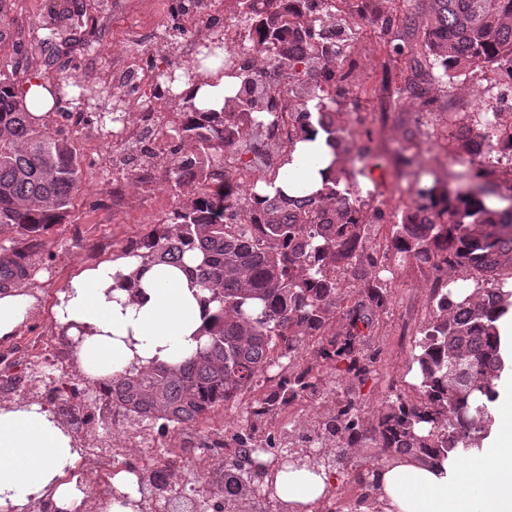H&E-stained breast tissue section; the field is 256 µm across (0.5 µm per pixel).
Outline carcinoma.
Returning a JSON list of instances; mask_svg holds the SVG:
<instances>
[{"label":"carcinoma","instance_id":"cac0c4a2","mask_svg":"<svg viewBox=\"0 0 512 512\" xmlns=\"http://www.w3.org/2000/svg\"><path fill=\"white\" fill-rule=\"evenodd\" d=\"M326 0H236L237 31L221 37L208 27L197 35L194 69L170 68L155 83L156 100L182 101L168 121L156 109L140 114L142 131L124 147L119 160L128 184L148 181L157 154L155 134L165 145V168L178 204L132 245L129 253L181 266L197 250L200 285L220 305L221 316L207 331L204 346L177 366L133 368L93 385L99 415L116 417L128 430L121 437L158 429L172 432L171 443L144 462H130L139 493L175 495L190 502L200 489L210 493L200 512H270V491L262 483L259 455L277 452L283 465L310 452L306 460L330 471L346 470L364 486L363 501L376 504L372 468L354 469L353 450L371 448L376 456L410 453L421 457L462 456L482 448L494 423L498 381L506 369L497 322L512 312V178L484 182L493 169L466 160L474 148L489 155H512V136L495 135L484 112L473 113L455 137L459 170L452 181L400 155L399 176L413 180L419 203L393 224L391 246L403 261L440 274L431 293L432 312L415 340L411 365L416 396L387 400L376 422L366 425L356 401L357 388L372 374L373 358L361 355L372 335L376 312L386 306L388 281L370 276L363 242L383 219L363 196L358 177L376 166L377 156L357 144L347 113L339 109L353 93L346 66L353 36L349 21L324 5ZM204 0H180L179 15L196 25ZM403 28L423 26L428 66L448 73L476 69L512 72V0H427V17L413 13ZM82 27V14L49 11L43 35L13 58L11 73L0 70V225L11 224L27 244L0 258V288L27 276L38 238L62 223L83 189L79 148L62 135L61 121L84 112L70 105L37 122L18 96L16 76L38 72L35 59L58 63L56 96L70 90L85 101L112 102L100 113V127L116 130L130 123L129 96L139 88L125 74L94 86L82 83L62 60V47ZM240 41L249 60L238 69L224 65L226 41ZM264 65L255 67V60ZM217 70L233 84L220 112L198 108L176 89L202 84ZM288 124H283V110ZM321 130L337 151L360 167L339 169L314 194L278 193L257 202V181L235 183L238 172L263 168L273 179L288 151L307 130ZM465 271L462 283L441 275ZM348 274L356 291L347 294L338 276ZM342 329L332 330L335 317ZM307 364L294 369L300 352ZM30 380L44 384L48 400L74 416L71 401L82 404L85 389L29 363ZM347 385L349 398L288 440H260L262 423L284 412L297 398L317 399L330 385ZM245 416L229 438L205 433L198 425L219 409L255 390ZM224 455V464L193 478H177L192 450Z\"/></svg>","mask_w":512,"mask_h":512}]
</instances>
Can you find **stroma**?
Instances as JSON below:
<instances>
[{
  "label": "stroma",
  "instance_id": "35a3bbf8",
  "mask_svg": "<svg viewBox=\"0 0 512 512\" xmlns=\"http://www.w3.org/2000/svg\"><path fill=\"white\" fill-rule=\"evenodd\" d=\"M75 0H11L0 20L12 37L0 44V60H10L17 45L28 44L37 34L36 23L48 7L63 10ZM85 21L95 38L90 45L77 42L67 46L70 67L87 81L110 79L115 62L131 54L142 65L162 70L171 64L190 66L195 49L189 40L173 37L166 46L156 47L154 35L171 20L170 6L157 0H87ZM424 0H368L370 18L362 22L352 44L351 83L353 92L343 101L353 127L369 131L371 150L381 165L368 180L374 203L386 214L413 206L416 194L396 177L398 153L409 149L439 175L455 172L452 152L446 151L444 137L468 119L474 110L476 87H485L501 111L512 110V81L497 74L467 73L444 79L439 69H423L432 93L430 100L402 94L411 77L414 54L420 53L422 30L405 31L400 23L404 13L425 11ZM393 16L394 25L382 29L374 15ZM403 52H394V45ZM73 139L83 155L84 189L63 223L54 225L41 237V245L30 255L28 276L21 288L36 294L39 306L25 328L12 342L0 344V380L21 375L27 363L35 361L43 345H51L58 375L81 380L73 347L63 344L51 317L56 291L80 269L111 259L134 244L175 207L164 166H156L148 184H125L115 160L123 150L112 147L95 123L82 119ZM391 227L374 225L365 251L384 265V279L391 285L389 302L375 316L374 335L367 348L374 355L373 373L359 389L366 422H374L379 410L393 394L412 396L417 377L409 368L412 346L430 313V296L435 274L429 269L403 262L391 248ZM335 398L303 400L289 406L263 433L275 436L297 433L310 427L318 415L334 410Z\"/></svg>",
  "mask_w": 512,
  "mask_h": 512
}]
</instances>
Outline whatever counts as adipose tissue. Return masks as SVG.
Here are the masks:
<instances>
[{
	"label": "adipose tissue",
	"mask_w": 512,
	"mask_h": 512,
	"mask_svg": "<svg viewBox=\"0 0 512 512\" xmlns=\"http://www.w3.org/2000/svg\"><path fill=\"white\" fill-rule=\"evenodd\" d=\"M333 159L323 135L298 140L290 160L261 193H313L331 179ZM188 252L184 266L148 262L133 254L81 269L56 295L53 320L74 340L80 369L95 383L130 366L178 365L205 342L218 312L192 273L200 262ZM38 299L20 289L0 291V341L16 336ZM71 432L49 407L25 400L0 404V512H24L47 498L55 512H84L85 487L67 477L81 457ZM479 472L449 468L444 459L393 457L370 475L381 512H469L481 497L487 512H512V419L502 418ZM264 485L282 512H316L332 497L327 469L266 462Z\"/></svg>",
	"instance_id": "adipose-tissue-1"
}]
</instances>
